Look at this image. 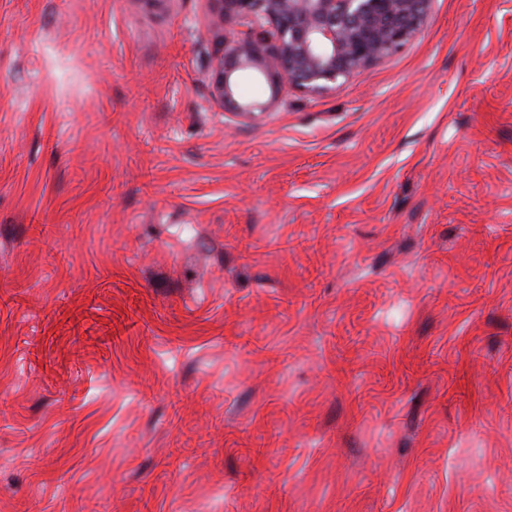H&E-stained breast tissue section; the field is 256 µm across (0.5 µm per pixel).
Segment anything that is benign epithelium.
Listing matches in <instances>:
<instances>
[{"instance_id":"7a95c632","label":"benign epithelium","mask_w":512,"mask_h":512,"mask_svg":"<svg viewBox=\"0 0 512 512\" xmlns=\"http://www.w3.org/2000/svg\"><path fill=\"white\" fill-rule=\"evenodd\" d=\"M215 105L243 121L267 113L284 84L319 95L397 53L426 22L432 0H206ZM235 27L224 35V23ZM255 72L269 101L244 99L237 78Z\"/></svg>"}]
</instances>
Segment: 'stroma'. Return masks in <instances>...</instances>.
Wrapping results in <instances>:
<instances>
[{"label": "stroma", "mask_w": 512, "mask_h": 512, "mask_svg": "<svg viewBox=\"0 0 512 512\" xmlns=\"http://www.w3.org/2000/svg\"><path fill=\"white\" fill-rule=\"evenodd\" d=\"M205 0H0V512H512V0L238 122Z\"/></svg>", "instance_id": "1"}]
</instances>
